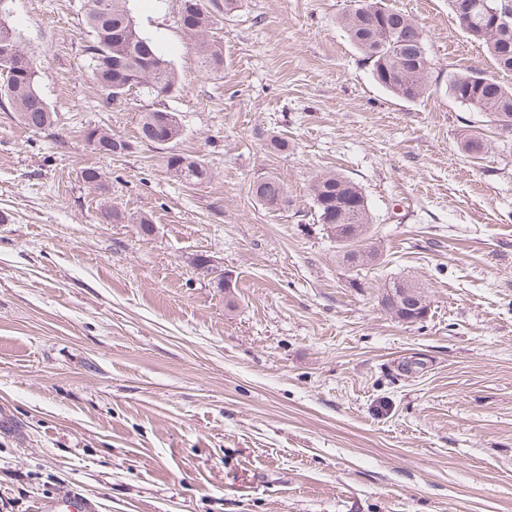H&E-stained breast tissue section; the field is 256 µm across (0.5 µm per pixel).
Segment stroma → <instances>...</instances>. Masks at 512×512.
<instances>
[{"label":"stroma","mask_w":512,"mask_h":512,"mask_svg":"<svg viewBox=\"0 0 512 512\" xmlns=\"http://www.w3.org/2000/svg\"><path fill=\"white\" fill-rule=\"evenodd\" d=\"M384 2L426 39L432 87L413 102L341 27L357 0H240L213 31L218 75L178 0H129L179 88L114 104L91 78L83 0H0L58 116L46 136L0 106V512L67 490L101 512H512V137L471 158L464 133L490 128L448 95L449 71L512 72L448 0ZM158 109L204 182L137 143ZM95 126L131 149L94 153ZM328 172L366 195L368 268L343 265L318 222L310 183ZM267 175L290 206L252 196ZM403 278L425 287L421 321L378 303Z\"/></svg>","instance_id":"35a3bbf8"}]
</instances>
